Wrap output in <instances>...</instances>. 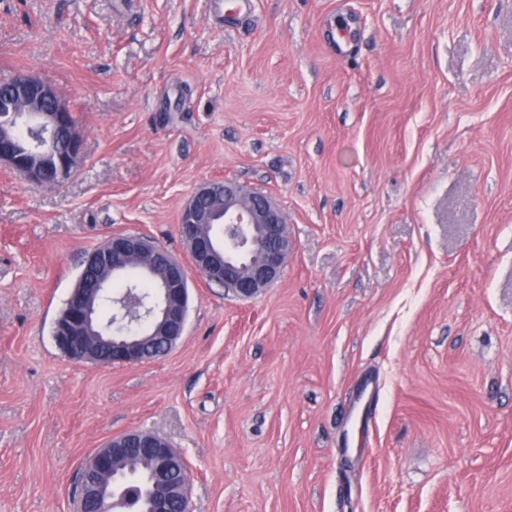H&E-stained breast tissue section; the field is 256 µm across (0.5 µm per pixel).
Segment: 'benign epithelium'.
I'll return each instance as SVG.
<instances>
[{
  "mask_svg": "<svg viewBox=\"0 0 512 512\" xmlns=\"http://www.w3.org/2000/svg\"><path fill=\"white\" fill-rule=\"evenodd\" d=\"M71 116L55 87L35 76L23 75L1 87L0 165L39 186L62 183L82 151V135ZM213 224L224 225V239L213 236ZM179 234L195 271L242 299L274 284L292 250L283 211L268 196L231 182L224 183L219 198L212 183L201 185L181 212ZM84 262L98 268L99 280L89 287L78 278L54 324L53 339L66 356L104 366L132 365L157 358L148 350L151 345L167 352L176 346L185 333L190 299L189 272L180 259L145 236L117 233ZM132 267L156 281V296L142 300L130 288L113 298L112 325L136 328L142 321L149 323L143 334L116 339L101 328L94 308L103 282ZM121 458L142 459L154 468L153 512H169L175 504L179 512H191V474L183 457L163 438L139 430L114 436L94 452L84 468L93 479L78 486L81 500L108 496L114 463Z\"/></svg>",
  "mask_w": 512,
  "mask_h": 512,
  "instance_id": "obj_1",
  "label": "benign epithelium"
}]
</instances>
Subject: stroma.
<instances>
[{
  "instance_id": "1",
  "label": "stroma",
  "mask_w": 512,
  "mask_h": 512,
  "mask_svg": "<svg viewBox=\"0 0 512 512\" xmlns=\"http://www.w3.org/2000/svg\"><path fill=\"white\" fill-rule=\"evenodd\" d=\"M222 2L0 0V81L52 84L83 136L57 186L0 166V512H74L130 429L182 454L192 512H512V0ZM217 180L284 212L280 279L191 273L166 356H65L84 255L190 263Z\"/></svg>"
}]
</instances>
